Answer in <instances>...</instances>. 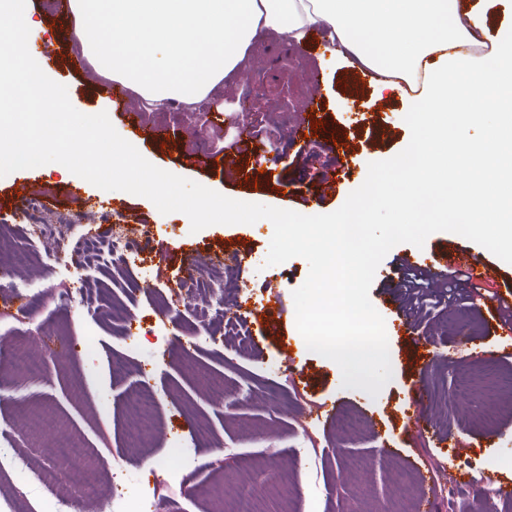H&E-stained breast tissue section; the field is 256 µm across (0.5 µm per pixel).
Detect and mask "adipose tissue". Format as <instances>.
<instances>
[{"mask_svg": "<svg viewBox=\"0 0 512 512\" xmlns=\"http://www.w3.org/2000/svg\"><path fill=\"white\" fill-rule=\"evenodd\" d=\"M455 0H73L72 39L92 65H104L125 83L145 111L189 107L207 97L239 63L257 31L269 29L302 45L314 25L338 38L337 55L348 67L410 76L425 67L427 79L414 106L426 136L417 145L422 167L452 166L453 151L435 150L449 117L463 118L467 99L448 91L449 69L465 70L473 92L500 114L494 138L472 147L485 167L480 186L465 190L448 222L466 217L473 235L494 225L501 248L512 253V30L502 33L491 60L473 62L461 52L474 32ZM368 196L406 213L424 233L429 192L409 196L372 184Z\"/></svg>", "mask_w": 512, "mask_h": 512, "instance_id": "obj_1", "label": "adipose tissue"}]
</instances>
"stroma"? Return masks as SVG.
<instances>
[{
	"mask_svg": "<svg viewBox=\"0 0 512 512\" xmlns=\"http://www.w3.org/2000/svg\"><path fill=\"white\" fill-rule=\"evenodd\" d=\"M50 2L30 4L41 28L28 49L48 77L67 86L72 105L87 115L108 112L116 131L152 164L232 199L304 215L331 213L362 185L370 162L395 156L410 141L404 117L414 92L380 88L373 71L345 66L320 24L310 29L304 47L259 35L205 111L146 112L138 96L129 94L127 112L140 116L139 124H129L113 111L104 79L91 76L76 47L60 43L63 19L53 15ZM458 11L476 12L488 37L512 30V0H458ZM314 70L324 78L316 89L308 81ZM313 93L322 102L314 117L304 110ZM315 118L318 129L296 139V128L309 127ZM245 127L259 130L260 149L241 150L232 164H223ZM328 177L336 180L334 192L311 200L313 187ZM72 188L79 189L87 209L144 231V253L125 264L123 280L114 279L111 257L93 266L75 264L70 255L55 254L23 221V198L35 193L53 198L45 218L66 242L104 232V225L73 215L66 197ZM273 233L266 219L195 233L183 213L164 215L150 200L62 176L53 163L0 177V252L30 260L22 275L0 279V307L19 294L35 296L34 321L66 342L63 360L46 378L24 380L0 367V444L27 448L30 468L49 472L48 439L78 437L86 444V466L97 470L104 458L122 459V480L106 478L102 485L140 512H218L252 484L264 488L260 512H416L422 494L433 512H451L457 505L467 512H512V500L491 491L477 500L456 485L440 491L448 462L456 474L484 469L512 478V411L487 404L496 374H512V357L472 353L456 338L457 323L464 320L473 323L474 339L500 345L499 337L486 336L485 316L475 302L463 291L449 297L444 277L427 280L422 293L410 291L395 259L413 247L395 246L370 289L374 301L386 286L395 289V309L381 311L392 379L375 397L343 388L337 364L309 351L296 327L292 293L306 280L309 265L300 257L267 265ZM183 255H205L216 264L239 260L242 287L235 312L244 337L212 342L194 308L163 309V299L184 275ZM132 282L139 291L129 292ZM73 285L83 288L82 301L61 302V290ZM271 298L279 306L276 323L249 313V304ZM116 300L128 309L130 322L108 315ZM399 313L409 334L397 332ZM180 336L198 339V347L182 353ZM424 343L434 352L428 362L419 354ZM287 351L302 382L282 366ZM117 358L126 365L124 373L112 371ZM465 373L470 388L454 415H447L440 400L449 382ZM418 384L428 397L427 431L402 415ZM144 388L156 397L158 430L133 447L124 405ZM324 402L336 405L332 422H312L310 411ZM452 438L457 448H449ZM272 462L286 482L265 484ZM202 484L210 493L206 505L196 495Z\"/></svg>",
	"mask_w": 512,
	"mask_h": 512,
	"instance_id": "obj_1",
	"label": "stroma"
}]
</instances>
